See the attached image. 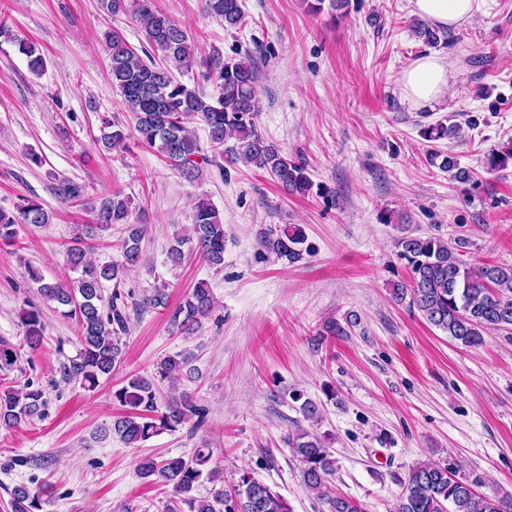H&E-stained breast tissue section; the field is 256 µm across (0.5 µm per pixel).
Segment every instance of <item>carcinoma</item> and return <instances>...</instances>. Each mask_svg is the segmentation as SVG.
Here are the masks:
<instances>
[{
	"label": "carcinoma",
	"mask_w": 512,
	"mask_h": 512,
	"mask_svg": "<svg viewBox=\"0 0 512 512\" xmlns=\"http://www.w3.org/2000/svg\"><path fill=\"white\" fill-rule=\"evenodd\" d=\"M207 14L237 28L244 21L240 0H205ZM131 15L144 30L151 46L160 50L167 67L145 62L116 32L106 33L109 71L112 86L135 118L138 140L155 149L166 162L188 180L202 176V164L224 169L221 160L241 159L269 172L279 185L291 194L305 195L312 188L326 195L325 187L314 186L306 166L280 153L258 132L255 118L258 103L257 67L252 55L236 62H226L220 54L197 62L193 43L187 31L166 14L156 10L153 0H132ZM417 34L426 44L451 41V36L425 22L416 25ZM18 51L26 57L27 67L36 76L42 74L46 60L35 46L23 39L17 40ZM204 68L202 80L212 82L220 89L213 98L203 90L179 82L171 68L189 71L195 65ZM199 118L208 129V140L215 150L212 157L202 154V147L186 126L188 120ZM104 127L112 129L102 137L103 146L116 149L125 146L127 134L117 122L103 120ZM454 127L442 123L430 124L421 131L423 138L436 142L452 136ZM234 140L228 144V140ZM512 164V142L500 151L487 156L489 169L496 170ZM441 167L459 183L472 179L469 170L460 167L458 159L448 153ZM63 202L73 203L84 196V185L66 177H56L50 187ZM131 199L119 193L108 196L94 210L95 223L85 225V232L93 235L114 224L125 225L124 241L126 264L110 261L99 263L86 259L84 250L74 245L66 251V263L79 276L67 281H47L34 268L27 270L31 280L39 284V293L47 302L68 308L66 314L76 320L79 350L77 355L60 366L59 373L67 382L77 381L92 390L99 378L112 372L122 349V335L127 333V318L119 307L120 293L112 291L103 299V284L119 286L126 265L141 260V242L146 230L142 224L129 223ZM50 215L43 205L26 199L16 213L0 211V242L9 243L16 236L18 224H47ZM224 220L208 199H200L194 208V222L188 235L175 237V245L168 252L172 265L184 257L182 246L189 244L193 251L209 265H224ZM306 241L303 229L295 224L280 228L276 235L261 233L263 247L290 262L301 259L300 245ZM465 242L451 245L435 236H417L407 233L399 238L400 258L411 268L410 284L398 283L392 288V297L408 302L435 328L468 347L483 343V336L491 330L512 328V265L484 264L471 267L461 258ZM213 308V296L208 284L198 283L192 292L169 315V324L181 334H191L207 318ZM30 347L39 346L43 339L44 323L39 310L21 312ZM196 368L187 357H168L157 368L155 376L134 375L116 389L112 397L131 414L112 422V433L126 445L138 448L140 444L164 431L173 432L187 423L200 428L206 419V409L182 394L171 391L166 411L157 417L159 384L172 383L185 377L194 378ZM45 406L40 389L26 387L20 391L0 392V423L17 426L41 413ZM286 445L302 464L303 482L316 494L327 512H363L361 505L337 494L328 483L335 460L330 448L315 434L300 431L286 438ZM212 453L208 448H196L187 456L156 460L142 459L138 473L144 479L169 489L166 512H293L290 504L272 489L243 473L233 491L219 490L212 498L193 495L196 485L205 478L214 481L220 471L209 467ZM402 494L395 512H512V497L480 493L475 483L455 477L448 466L424 463L412 468L400 481ZM42 491L19 486L13 491L15 512H39Z\"/></svg>",
	"instance_id": "1"
}]
</instances>
